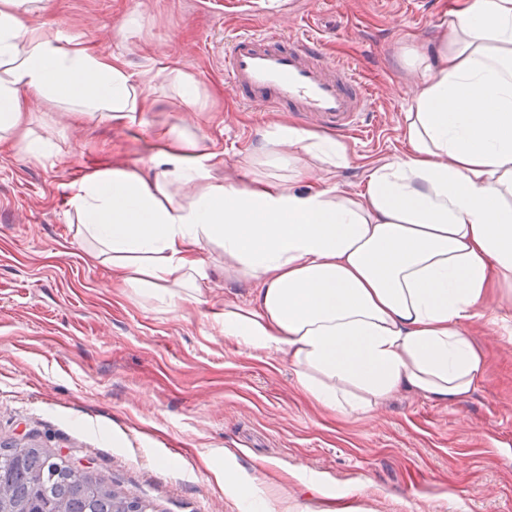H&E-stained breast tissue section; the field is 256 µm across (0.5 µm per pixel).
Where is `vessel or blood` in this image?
I'll return each mask as SVG.
<instances>
[{"mask_svg": "<svg viewBox=\"0 0 512 512\" xmlns=\"http://www.w3.org/2000/svg\"><path fill=\"white\" fill-rule=\"evenodd\" d=\"M224 75L240 104L316 114L339 132L356 127L371 106L356 70L330 60L309 34L239 30L224 44Z\"/></svg>", "mask_w": 512, "mask_h": 512, "instance_id": "1", "label": "vessel or blood"}]
</instances>
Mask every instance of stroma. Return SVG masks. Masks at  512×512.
Masks as SVG:
<instances>
[{
  "instance_id": "1",
  "label": "stroma",
  "mask_w": 512,
  "mask_h": 512,
  "mask_svg": "<svg viewBox=\"0 0 512 512\" xmlns=\"http://www.w3.org/2000/svg\"><path fill=\"white\" fill-rule=\"evenodd\" d=\"M445 0H291L287 13L211 9L208 0H47L30 19L119 58L150 96L123 132L55 103L29 105L41 159L0 144V442L35 443L92 462L146 512H512V298L464 327L486 358L466 399L401 391L367 415L315 407L285 355L226 337L228 302L252 281L216 278L208 304L143 307L90 260L70 205L94 171L151 172L185 108L160 70L192 76L208 97L196 133L222 152L216 177L243 174L272 121L234 100L224 42L243 27L309 30L330 58L355 64L374 110L338 133L349 164L329 183L354 191L371 165L403 150L415 72Z\"/></svg>"
}]
</instances>
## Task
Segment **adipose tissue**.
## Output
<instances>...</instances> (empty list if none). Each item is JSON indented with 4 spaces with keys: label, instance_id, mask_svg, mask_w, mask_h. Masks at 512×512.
<instances>
[{
    "label": "adipose tissue",
    "instance_id": "ef3b65f1",
    "mask_svg": "<svg viewBox=\"0 0 512 512\" xmlns=\"http://www.w3.org/2000/svg\"><path fill=\"white\" fill-rule=\"evenodd\" d=\"M28 0H0V142L29 156L28 103L55 102L123 129L144 89L118 59L27 21ZM403 117V152L342 191L323 172L346 166L336 139L280 121L244 161L247 181L216 178L195 128L207 102L178 71L186 108L154 174L114 166L71 197L95 257L145 303L201 305L218 249L223 272L256 285L224 306V334L283 354L298 387L336 414L366 413L407 390L461 400L485 359L464 327L512 284V0H450Z\"/></svg>",
    "mask_w": 512,
    "mask_h": 512
}]
</instances>
